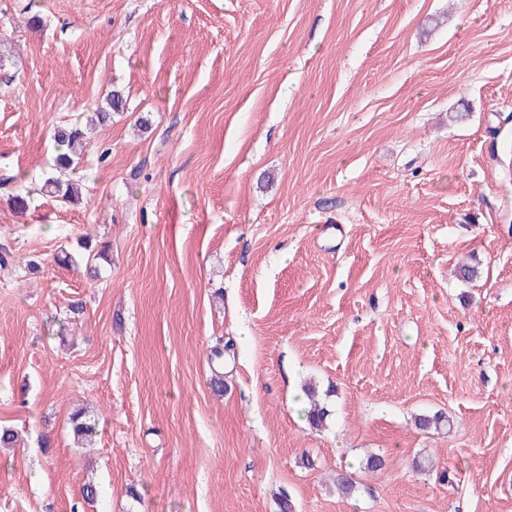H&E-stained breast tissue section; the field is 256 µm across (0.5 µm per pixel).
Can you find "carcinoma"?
<instances>
[{
  "label": "carcinoma",
  "instance_id": "obj_1",
  "mask_svg": "<svg viewBox=\"0 0 512 512\" xmlns=\"http://www.w3.org/2000/svg\"><path fill=\"white\" fill-rule=\"evenodd\" d=\"M124 108L125 101L122 94L113 90L106 98L105 107L86 118V123L77 121L69 127L59 128L55 131L54 173L46 177L42 184L46 194L65 200L75 198L78 194V187L68 178V173L74 169L77 148L86 138V125L103 123L110 118V112H118ZM231 349L233 346L230 344L224 346L218 343L210 350L211 383L214 390L218 392L224 388L222 358L224 352ZM304 394L311 401L310 407L306 410V419L309 425L314 429L324 427L330 416V409L317 400V391L314 386H305ZM71 423L72 431L77 436L91 437L96 434V422L83 409L71 414Z\"/></svg>",
  "mask_w": 512,
  "mask_h": 512
}]
</instances>
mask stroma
Listing matches in <instances>:
<instances>
[{
  "instance_id": "35a3bbf8",
  "label": "stroma",
  "mask_w": 512,
  "mask_h": 512,
  "mask_svg": "<svg viewBox=\"0 0 512 512\" xmlns=\"http://www.w3.org/2000/svg\"><path fill=\"white\" fill-rule=\"evenodd\" d=\"M2 174L0 512H512V0H0ZM106 106L101 112H94L86 118L85 126L77 121L69 127L58 128L54 134L55 172L47 176L42 184L43 191L51 196L72 200L78 194V187L68 178L69 171L75 167L77 148L86 138V129L96 123H103L110 118L111 112H119L125 108V101L119 91H111L105 101ZM111 111V112H110ZM233 344H227L224 346L218 342L210 350L208 356L210 360V371H211V383L215 391L221 392L224 388V372L221 368L222 358L224 357V351H231ZM304 394L309 401H311L310 407L306 411V419L309 425L314 429L322 428L326 425L329 418L330 409L325 403H320L317 397L316 388L312 385H307L304 388Z\"/></svg>"
}]
</instances>
